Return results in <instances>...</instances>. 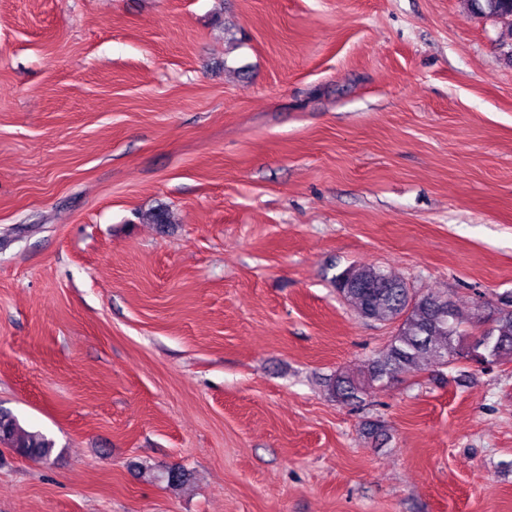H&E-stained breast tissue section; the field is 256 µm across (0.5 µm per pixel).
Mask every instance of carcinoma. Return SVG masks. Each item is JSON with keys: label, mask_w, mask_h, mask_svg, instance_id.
I'll use <instances>...</instances> for the list:
<instances>
[{"label": "carcinoma", "mask_w": 512, "mask_h": 512, "mask_svg": "<svg viewBox=\"0 0 512 512\" xmlns=\"http://www.w3.org/2000/svg\"><path fill=\"white\" fill-rule=\"evenodd\" d=\"M478 14L512 17V0H469ZM336 289L363 320L397 324L389 344L374 354L366 374L340 372L327 391L341 403H351L376 386L398 380L425 361L447 367L460 360L480 365L512 355V297L484 305L485 316L463 322L446 291L417 295L399 277L370 265L351 266L334 276ZM12 443L27 458L50 457L53 443L39 431L24 429L8 412L0 411V441Z\"/></svg>", "instance_id": "cac0c4a2"}]
</instances>
